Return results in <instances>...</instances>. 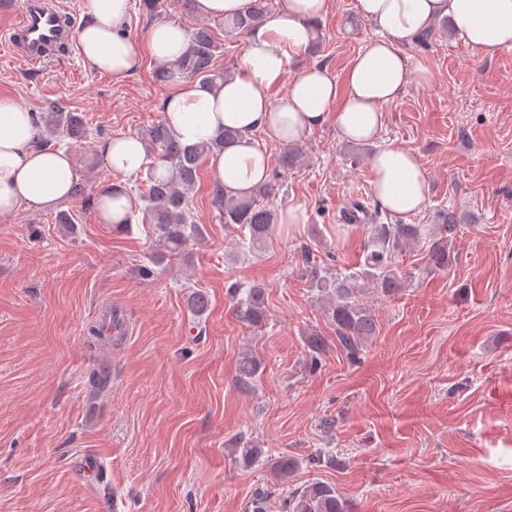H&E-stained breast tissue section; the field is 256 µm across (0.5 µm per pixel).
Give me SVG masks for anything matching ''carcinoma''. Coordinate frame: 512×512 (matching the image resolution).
<instances>
[{
	"instance_id": "carcinoma-1",
	"label": "carcinoma",
	"mask_w": 512,
	"mask_h": 512,
	"mask_svg": "<svg viewBox=\"0 0 512 512\" xmlns=\"http://www.w3.org/2000/svg\"><path fill=\"white\" fill-rule=\"evenodd\" d=\"M268 11V0H249L245 13L237 18L231 29L243 33L265 17ZM189 44V52L177 62L179 69L197 79L203 89L212 90L223 84L225 73L217 71L214 64L218 49L214 34L207 28H197L191 33ZM41 123L51 136L73 139L86 135L82 117L74 112L62 111L54 103L49 104L46 112L42 113ZM237 137L236 131L226 129L210 142L186 145L161 122L143 138L147 158L151 159L149 169L152 170L147 183L150 206L146 217L152 224L155 242L161 251L180 255L190 241L202 236L201 229L191 219L187 199L196 186L203 161ZM159 166L164 167L166 174H154ZM278 179L279 174H273L267 183L255 188L246 198L228 195L224 187L213 186L212 197L224 223L248 231V235L240 238V244L253 248L274 231L278 215L268 207L267 201L275 193ZM372 217L371 208L360 200L353 201L344 212V221L348 224ZM439 220L437 231L428 234L427 265L432 271L445 270L455 262L453 241L460 219L450 211L439 215ZM422 237L420 224H375L365 246L366 255L359 271L322 276L317 266H310L312 286L329 300L326 312L336 326L338 343L349 357L357 358L362 344L379 333L377 318L362 302V295L373 289L386 295L398 291L402 274L392 268V257ZM237 317L249 327H262L266 320L265 291L262 286L248 288L246 298L237 306ZM261 369L262 362L255 354L244 353L238 362L239 382L244 386L252 383ZM285 509L286 512H349V505L336 488L316 481L292 492L285 501Z\"/></svg>"
}]
</instances>
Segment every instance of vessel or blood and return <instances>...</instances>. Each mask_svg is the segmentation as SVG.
Segmentation results:
<instances>
[{"label":"vessel or blood","instance_id":"1","mask_svg":"<svg viewBox=\"0 0 512 512\" xmlns=\"http://www.w3.org/2000/svg\"><path fill=\"white\" fill-rule=\"evenodd\" d=\"M73 34V25L55 0H27L11 28L9 42L37 66L66 46Z\"/></svg>","mask_w":512,"mask_h":512}]
</instances>
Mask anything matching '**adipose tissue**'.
<instances>
[{
  "mask_svg": "<svg viewBox=\"0 0 512 512\" xmlns=\"http://www.w3.org/2000/svg\"><path fill=\"white\" fill-rule=\"evenodd\" d=\"M330 0H278L276 11L244 35V51L224 84L207 92L173 72L162 101L166 125L179 140L196 144L212 140L225 128L240 139L210 159L211 179L225 191L250 195L269 173V160L253 140L262 133L285 145L332 122L347 141L371 143L383 126V108L399 98L408 82L405 43L439 20L476 52L494 55L512 47V0H356L357 13L378 29V38L356 55L344 83L327 66L313 64L288 76L292 62L305 57L317 36ZM84 24L77 36L83 61L92 70L125 78L142 58L133 41L120 32L130 0H80ZM150 55L175 64L188 50L182 26L155 24L147 36ZM288 90L280 102L270 91ZM40 117L14 99L0 97V216L27 207L50 211L71 197L78 180L71 152L36 146ZM98 153L120 179L97 198L96 217L103 224H125L132 209L129 182L147 177L144 144L135 136L102 141ZM372 192L400 216L421 212L428 203V178L411 150L389 146L371 155Z\"/></svg>",
  "mask_w": 512,
  "mask_h": 512,
  "instance_id": "obj_1",
  "label": "adipose tissue"
}]
</instances>
